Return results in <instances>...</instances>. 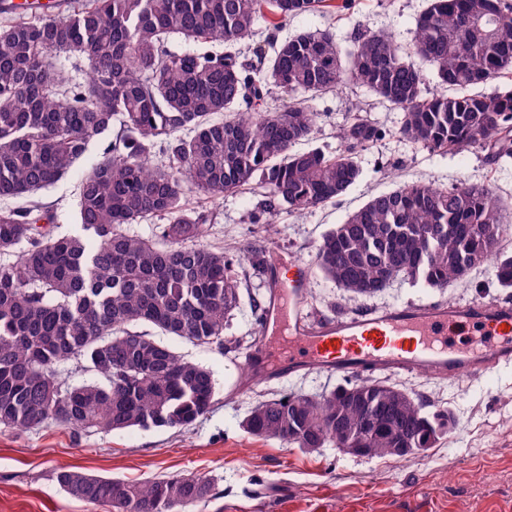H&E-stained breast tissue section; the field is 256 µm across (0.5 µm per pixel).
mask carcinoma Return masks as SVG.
<instances>
[{
    "label": "carcinoma",
    "instance_id": "obj_1",
    "mask_svg": "<svg viewBox=\"0 0 512 512\" xmlns=\"http://www.w3.org/2000/svg\"><path fill=\"white\" fill-rule=\"evenodd\" d=\"M325 0H85L42 19L0 26V198L57 183L91 145L108 140L83 176L80 234L55 231L40 204L0 208V429L56 424L73 432L134 428L184 430L212 405L214 380L155 336L225 350L224 329L241 303L236 269L263 276L272 249L245 240L223 250L203 242L199 194L216 202L257 182L274 204L305 211L335 202L360 178L356 149L378 130L363 120L327 155L299 149L316 113L304 103L261 112L270 87L294 96L332 91L351 78L404 112L400 135L435 152L479 145L512 159V88H478L512 78V0H429L413 46L366 32L343 52L327 32L281 41L258 65L234 46L255 36L258 18L280 23ZM180 35L222 43V53L165 50ZM62 54L87 61L84 83L66 82ZM434 70L437 91L413 57ZM218 113L229 117L212 120ZM120 135L110 139L112 123ZM190 137L184 138L181 132ZM159 149L167 158L152 164ZM166 220L144 238L130 224ZM502 204L486 185L403 184L370 199L320 241L315 266L336 287L370 297L395 278L444 292L494 258L499 286L512 288ZM90 378L59 381L71 360ZM456 426L378 377L347 379L320 396H261L242 427L254 438L299 448H339L370 435L362 456L407 458L400 448H432ZM56 482L70 497L112 512H188L212 497L204 474L145 482L69 467Z\"/></svg>",
    "mask_w": 512,
    "mask_h": 512
}]
</instances>
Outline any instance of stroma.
Masks as SVG:
<instances>
[{"instance_id": "1", "label": "stroma", "mask_w": 512, "mask_h": 512, "mask_svg": "<svg viewBox=\"0 0 512 512\" xmlns=\"http://www.w3.org/2000/svg\"><path fill=\"white\" fill-rule=\"evenodd\" d=\"M426 0H329L328 7L296 16L277 32L259 19L256 34L240 44L241 58L252 63L257 52L272 54L273 41L304 31H327L338 46L349 47L365 31H386L410 45ZM317 118L309 146L333 155L343 150L341 132L357 120L374 125L379 135L359 149L360 179L335 203L309 211L280 207L274 222V260L293 259L313 267L323 235L369 199L404 182L440 186L460 182L490 185L512 201V163L498 165L479 147L442 155L405 140L399 133L402 112L355 82L307 98ZM94 144L55 185L35 196L5 200L8 208L40 202L53 214L60 233L76 232L81 180L102 153ZM267 200L255 187L225 194L211 202L196 196L192 207L205 211L206 244L227 247L263 237L261 215ZM268 280L249 277L243 299L229 320L226 338L253 335L251 296L267 298ZM491 269L473 271L466 283L444 292L411 285L398 278L367 298L345 296L319 271L311 273L307 310L312 321L339 313L382 310L401 302L426 299L467 302L505 301ZM181 357L207 367L216 382L208 414L185 431L169 428L105 433L91 429L74 434L58 425L18 434L0 431V512H112L65 494L55 480L59 467L93 475L142 482L166 474H205L216 494L190 512H512V364L479 379L435 380L417 375L393 376V383L426 405L449 409L455 430L427 452L398 461L364 458L333 446L313 451L275 439L246 434L242 421L258 396L266 392L320 395L336 388L338 377L326 371L292 379L247 378L243 358L189 341L166 337Z\"/></svg>"}]
</instances>
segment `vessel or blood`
Segmentation results:
<instances>
[{"instance_id":"obj_1","label":"vessel or blood","mask_w":512,"mask_h":512,"mask_svg":"<svg viewBox=\"0 0 512 512\" xmlns=\"http://www.w3.org/2000/svg\"><path fill=\"white\" fill-rule=\"evenodd\" d=\"M307 265L292 261L276 276L266 323L287 322L278 356L266 340L244 355L248 370L271 363L289 373L325 370L342 377L379 371L475 379L512 363V303L431 301L339 314L309 324Z\"/></svg>"}]
</instances>
